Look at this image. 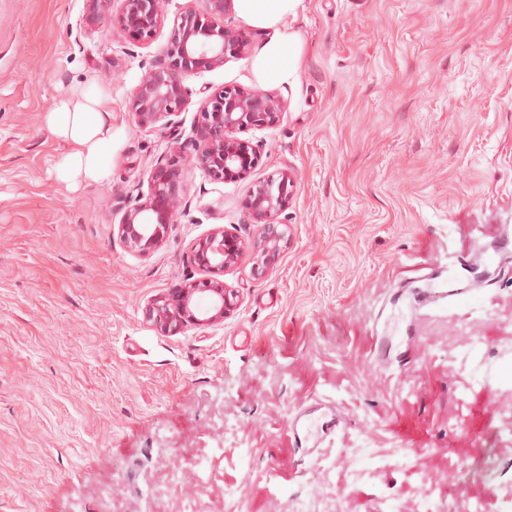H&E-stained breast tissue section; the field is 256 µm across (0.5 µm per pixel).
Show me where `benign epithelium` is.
Masks as SVG:
<instances>
[{"label": "benign epithelium", "mask_w": 512, "mask_h": 512, "mask_svg": "<svg viewBox=\"0 0 512 512\" xmlns=\"http://www.w3.org/2000/svg\"><path fill=\"white\" fill-rule=\"evenodd\" d=\"M87 20H107L134 43L148 45L164 26L163 0H87ZM233 0H189L174 20L164 58L141 78L128 103V111L142 125L176 131L181 112L188 105L184 75L224 65L227 56L245 53L247 44L236 30L224 25V14ZM284 102L270 92L224 87L200 101L191 144V161L209 179H233L248 185L247 208L255 237L245 240L230 235L224 226L213 227L193 246L190 260L209 277L191 282L152 299L146 320L163 334H176L195 325L221 321L234 310L231 290L218 279L242 254L252 251L261 258L256 272L275 264L290 240V228L278 222L294 191L292 177L255 182L261 154L238 133L264 129L279 122ZM185 187L177 162H159L151 172L148 193L120 201L123 211L114 240L125 250L149 256L159 249L170 226L172 210L180 203ZM209 294L205 307L195 301Z\"/></svg>", "instance_id": "1"}]
</instances>
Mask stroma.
<instances>
[{"label":"stroma","mask_w":512,"mask_h":512,"mask_svg":"<svg viewBox=\"0 0 512 512\" xmlns=\"http://www.w3.org/2000/svg\"><path fill=\"white\" fill-rule=\"evenodd\" d=\"M86 0H0V512H512V262L481 308L400 322L391 370L371 360L377 313L439 251L512 225V0H303L295 81L280 121L243 132L263 181L290 172V242L256 274L223 275L236 309L166 335L153 298L204 274L194 243L215 225L255 236L247 187L181 164L187 188L149 256L112 241L122 197L148 189L189 137L202 99L262 90L250 68L271 33L229 14L249 52L192 72L178 134L128 110L162 58ZM112 98V176L59 182L48 129L64 90ZM349 419L296 452L309 400Z\"/></svg>","instance_id":"obj_1"}]
</instances>
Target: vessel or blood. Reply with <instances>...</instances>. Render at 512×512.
Listing matches in <instances>:
<instances>
[{"label": "vessel or blood", "mask_w": 512, "mask_h": 512, "mask_svg": "<svg viewBox=\"0 0 512 512\" xmlns=\"http://www.w3.org/2000/svg\"><path fill=\"white\" fill-rule=\"evenodd\" d=\"M506 258L512 259V235L501 233L495 236L492 251L463 253L451 262L434 265L428 275L430 287L411 295V307L435 305L450 309L477 304L483 285L491 280L492 267ZM461 270L468 273V281L458 278ZM347 425V416L333 401L316 399L291 417L288 429L295 448L311 454Z\"/></svg>", "instance_id": "obj_1"}]
</instances>
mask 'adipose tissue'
<instances>
[{"mask_svg": "<svg viewBox=\"0 0 512 512\" xmlns=\"http://www.w3.org/2000/svg\"><path fill=\"white\" fill-rule=\"evenodd\" d=\"M303 0H236V10L246 23L273 30L274 35L253 58L257 79L267 85L291 81L299 66L300 38L285 26ZM50 131L68 151L55 168L59 181L75 186L107 180L112 167V108L102 91L80 87L60 95L47 115Z\"/></svg>", "mask_w": 512, "mask_h": 512, "instance_id": "obj_1", "label": "adipose tissue"}]
</instances>
